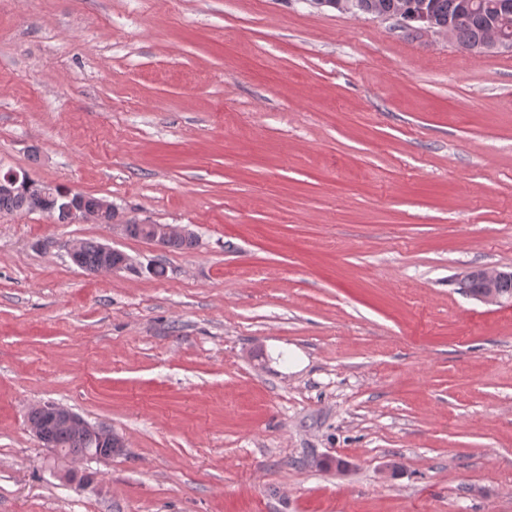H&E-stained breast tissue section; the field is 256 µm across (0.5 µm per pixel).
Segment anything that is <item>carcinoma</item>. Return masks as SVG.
I'll return each mask as SVG.
<instances>
[{"label":"carcinoma","instance_id":"carcinoma-1","mask_svg":"<svg viewBox=\"0 0 512 512\" xmlns=\"http://www.w3.org/2000/svg\"><path fill=\"white\" fill-rule=\"evenodd\" d=\"M470 1L473 11L460 13L464 2ZM364 8L361 13L371 16H384L406 9L413 0H362ZM433 18V24L421 25L419 29H440L454 24L455 40L465 47H474L486 42L488 19L500 16L502 5L512 0H426ZM49 209V201L39 191L19 190L11 194H0V211L8 212H43ZM106 262L101 244L86 240L82 242L81 251L73 263L84 271L96 274ZM45 447L56 448L63 456H81L88 448L96 444L85 434L64 428L51 427L45 434Z\"/></svg>","mask_w":512,"mask_h":512}]
</instances>
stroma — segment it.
I'll use <instances>...</instances> for the list:
<instances>
[{"label": "stroma", "mask_w": 512, "mask_h": 512, "mask_svg": "<svg viewBox=\"0 0 512 512\" xmlns=\"http://www.w3.org/2000/svg\"><path fill=\"white\" fill-rule=\"evenodd\" d=\"M0 169L197 240L0 213V512H512V304L460 287L512 268V51L309 0H0ZM51 403L124 451L52 457ZM143 227L147 237L156 245L160 246L162 241L167 240L163 246L165 249H190L196 244L195 238H187L194 237V233L188 227L180 224H146ZM81 244L80 242H71L67 245V250L69 255L74 256L78 252ZM102 250L103 253L109 256L108 263L110 264L109 271H115L118 269L119 265L116 263L120 262L122 260L121 254L117 253L112 256V251H116L115 249H112L111 246L102 244ZM101 250V244L86 240L82 241L81 251L79 252L77 258L75 260H72V262L83 269L84 271L91 273V274H97L98 269L107 262L106 258L103 256ZM112 257V258H111ZM116 264V265H112Z\"/></svg>", "instance_id": "1"}]
</instances>
